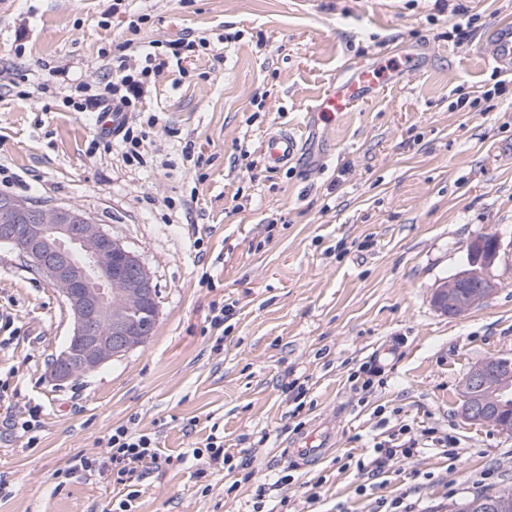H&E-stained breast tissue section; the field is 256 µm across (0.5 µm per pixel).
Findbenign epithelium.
<instances>
[{
	"label": "benign epithelium",
	"mask_w": 512,
	"mask_h": 512,
	"mask_svg": "<svg viewBox=\"0 0 512 512\" xmlns=\"http://www.w3.org/2000/svg\"><path fill=\"white\" fill-rule=\"evenodd\" d=\"M0 243L16 249L59 289L72 329L50 365L57 385L97 370L143 345L159 317L158 294L141 259L104 227L74 206H35L0 193ZM504 246L484 235L468 246L469 264L432 295L435 308L459 316L493 295L491 273ZM459 415L512 435V360L499 357L474 366L459 385Z\"/></svg>",
	"instance_id": "benign-epithelium-1"
}]
</instances>
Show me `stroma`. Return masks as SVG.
<instances>
[{
	"instance_id": "obj_1",
	"label": "stroma",
	"mask_w": 512,
	"mask_h": 512,
	"mask_svg": "<svg viewBox=\"0 0 512 512\" xmlns=\"http://www.w3.org/2000/svg\"><path fill=\"white\" fill-rule=\"evenodd\" d=\"M507 16L512 0H0V168L13 177L0 191L80 208L159 290L145 344L56 385L65 300L0 244V512H110L126 489L70 465L120 424L166 458L136 482L132 512H373L404 494L414 512H448L484 472L512 484V436L457 415L469 370L512 358V255L481 306L449 318L431 301L473 239H512V72L481 53ZM189 32L209 46L153 78L130 115L158 116L147 144L160 166L98 147L94 114L66 106L76 90L54 72L104 84L114 45L163 54ZM408 45L420 67L306 124L330 84ZM280 128L305 145L273 170L260 145ZM225 304L219 341L209 321ZM373 360L381 382L354 389ZM33 409L31 448L13 424ZM404 424L452 437L454 456L429 448L360 476L358 459ZM314 430L333 452L300 465L288 450ZM212 435L235 470L200 478L192 451Z\"/></svg>"
}]
</instances>
